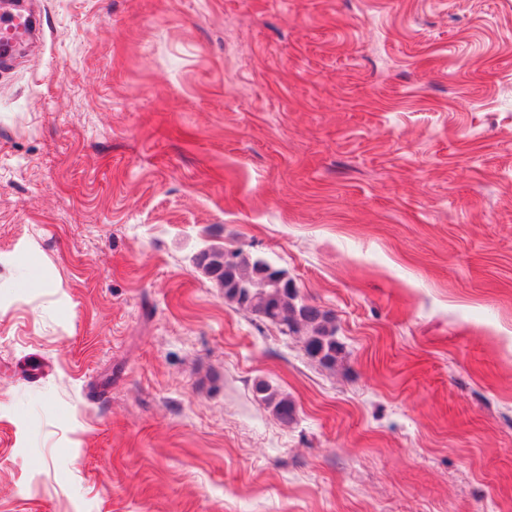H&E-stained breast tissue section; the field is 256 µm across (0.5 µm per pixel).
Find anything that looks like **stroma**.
<instances>
[{
  "mask_svg": "<svg viewBox=\"0 0 512 512\" xmlns=\"http://www.w3.org/2000/svg\"><path fill=\"white\" fill-rule=\"evenodd\" d=\"M18 2L0 512H512V0ZM210 245L329 311L335 366ZM197 267L224 290L225 300L278 325L284 335L303 336L310 357L336 364L340 345L330 315L299 297L284 270L263 257L224 248L203 252ZM255 390L260 395V399L272 409L273 414L280 422L289 424L293 421L295 406L288 397L281 396L263 381L256 383Z\"/></svg>",
  "mask_w": 512,
  "mask_h": 512,
  "instance_id": "obj_1",
  "label": "stroma"
}]
</instances>
